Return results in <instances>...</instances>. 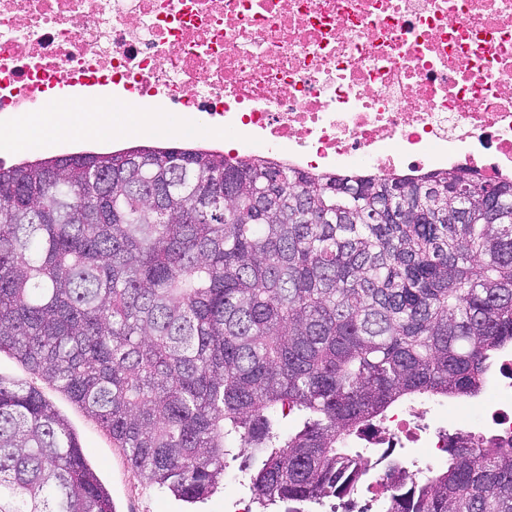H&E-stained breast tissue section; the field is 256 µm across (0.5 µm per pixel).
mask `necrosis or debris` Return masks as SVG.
<instances>
[{"instance_id": "1", "label": "necrosis or debris", "mask_w": 512, "mask_h": 512, "mask_svg": "<svg viewBox=\"0 0 512 512\" xmlns=\"http://www.w3.org/2000/svg\"><path fill=\"white\" fill-rule=\"evenodd\" d=\"M111 87L84 111L222 124L242 151L307 173L469 169L512 179V0H0V112L47 88ZM459 438L512 447V351L483 397L433 428L415 407L363 438L356 488L384 512L388 473Z\"/></svg>"}]
</instances>
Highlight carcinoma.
<instances>
[{"label": "carcinoma", "instance_id": "1", "mask_svg": "<svg viewBox=\"0 0 512 512\" xmlns=\"http://www.w3.org/2000/svg\"><path fill=\"white\" fill-rule=\"evenodd\" d=\"M512 346V180L305 174L144 147L0 162V352L191 503L240 461L262 506L352 512L353 437L472 398ZM390 512H512V451L460 439ZM0 512H112L76 434L0 377Z\"/></svg>", "mask_w": 512, "mask_h": 512}]
</instances>
